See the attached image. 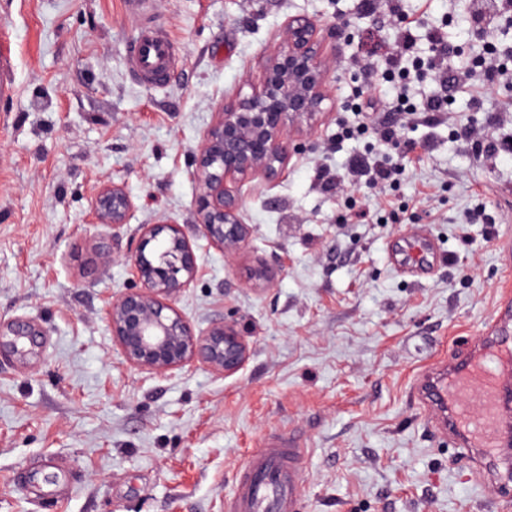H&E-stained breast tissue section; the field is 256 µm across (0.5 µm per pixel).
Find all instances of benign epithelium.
<instances>
[{
    "mask_svg": "<svg viewBox=\"0 0 512 512\" xmlns=\"http://www.w3.org/2000/svg\"><path fill=\"white\" fill-rule=\"evenodd\" d=\"M332 62L313 20H289L285 45L269 59L260 91L224 106L206 131L194 157L195 223L198 232L225 254L237 255L250 236L240 186L279 176L290 158L288 142L329 99ZM134 208L131 195L115 184L100 187L91 200L97 223L114 228L128 223ZM128 261L134 286L113 298L108 323L130 367L161 375L198 363L214 374L227 375L244 365L248 344L235 323L223 319L200 334L169 303L199 275L185 225L169 216L140 225Z\"/></svg>",
    "mask_w": 512,
    "mask_h": 512,
    "instance_id": "obj_1",
    "label": "benign epithelium"
}]
</instances>
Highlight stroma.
Returning <instances> with one entry per match:
<instances>
[{
    "instance_id": "35a3bbf8",
    "label": "stroma",
    "mask_w": 512,
    "mask_h": 512,
    "mask_svg": "<svg viewBox=\"0 0 512 512\" xmlns=\"http://www.w3.org/2000/svg\"><path fill=\"white\" fill-rule=\"evenodd\" d=\"M402 8L414 57L433 56L428 32L441 28L449 73L474 67L488 44L512 48V22L480 36L469 0ZM296 16L336 49L325 112L276 180L241 187L251 236L237 257L192 233L200 275L172 300L196 331L237 322L248 358L225 376L199 365L138 372L106 319L130 282L122 253L160 215L194 224L202 137L223 104L259 90ZM145 21L177 46L159 87L137 82L127 61ZM395 47L391 18L364 0H149L142 15L126 0H0L13 69L0 96V329L39 333L24 354L0 345V512H224L235 469L272 431L308 450L302 512H492L411 385L481 336L512 280V162L422 126L400 182L371 199L351 192L346 167L369 138L337 133L357 95L393 96L382 73ZM449 112L482 138L512 139V83L470 80ZM106 184L135 203L116 229L90 207ZM350 194L367 223L351 221ZM413 226L440 254L418 280L387 254ZM108 250L116 257L101 264ZM257 264L268 287L244 282ZM26 466L66 469L62 496L19 483Z\"/></svg>"
}]
</instances>
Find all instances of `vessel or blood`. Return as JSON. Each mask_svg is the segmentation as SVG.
Masks as SVG:
<instances>
[{
    "mask_svg": "<svg viewBox=\"0 0 512 512\" xmlns=\"http://www.w3.org/2000/svg\"><path fill=\"white\" fill-rule=\"evenodd\" d=\"M175 45L164 33L140 25L129 66L147 86L164 84ZM437 250L425 231L403 236L391 251L402 274L421 277ZM415 398L430 423L464 449L469 476L494 503L512 512V290L504 289L482 335L463 351L435 360L416 377ZM306 449L279 435L262 438L241 461L235 491L224 512H300Z\"/></svg>",
    "mask_w": 512,
    "mask_h": 512,
    "instance_id": "vessel-or-blood-1",
    "label": "vessel or blood"
}]
</instances>
